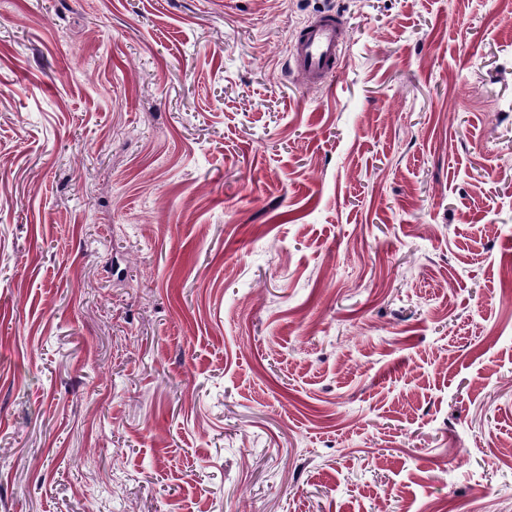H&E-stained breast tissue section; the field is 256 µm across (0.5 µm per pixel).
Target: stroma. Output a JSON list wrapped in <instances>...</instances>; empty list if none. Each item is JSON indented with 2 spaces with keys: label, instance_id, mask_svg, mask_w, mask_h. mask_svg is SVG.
<instances>
[{
  "label": "stroma",
  "instance_id": "obj_1",
  "mask_svg": "<svg viewBox=\"0 0 512 512\" xmlns=\"http://www.w3.org/2000/svg\"><path fill=\"white\" fill-rule=\"evenodd\" d=\"M448 503L512 512V0H0V512ZM344 41L342 17L334 12H320L291 41L289 68L301 73L308 84L323 85L339 71Z\"/></svg>",
  "mask_w": 512,
  "mask_h": 512
}]
</instances>
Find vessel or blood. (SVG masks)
<instances>
[{
  "label": "vessel or blood",
  "instance_id": "b4317fda",
  "mask_svg": "<svg viewBox=\"0 0 512 512\" xmlns=\"http://www.w3.org/2000/svg\"><path fill=\"white\" fill-rule=\"evenodd\" d=\"M344 41L342 17L334 12L319 13L293 38L289 67L301 73L308 84L323 85L340 68Z\"/></svg>",
  "mask_w": 512,
  "mask_h": 512
}]
</instances>
